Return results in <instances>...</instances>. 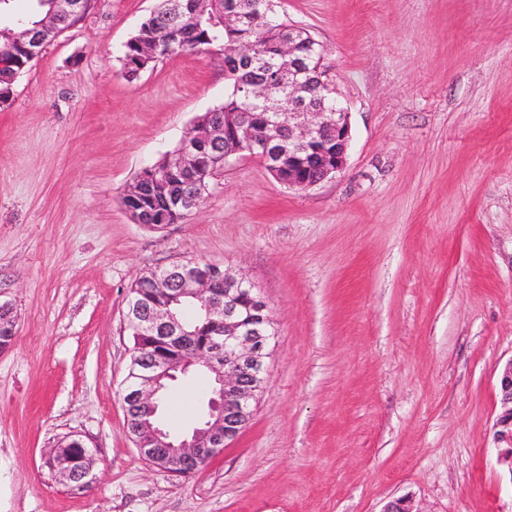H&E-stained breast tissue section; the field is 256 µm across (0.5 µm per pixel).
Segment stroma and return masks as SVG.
I'll return each mask as SVG.
<instances>
[{"label": "stroma", "instance_id": "1", "mask_svg": "<svg viewBox=\"0 0 512 512\" xmlns=\"http://www.w3.org/2000/svg\"><path fill=\"white\" fill-rule=\"evenodd\" d=\"M158 0H98L0 108V512H512L498 381L512 362V0H278L323 48L350 114L344 169L306 190L256 159L156 230L124 197L229 92L220 49L131 77ZM207 260L252 280L277 330L235 441L192 474L144 461L122 383L147 271ZM212 377L173 382L162 425L198 424ZM78 433L84 488L49 450ZM68 445L69 448H61L59 457L58 455V446L57 448L51 449L47 458V465L49 469L59 478H62L66 481H70L76 483L78 487H83L87 482L84 481L91 473L94 462L92 455L90 454L87 448L88 445L86 441L82 438L80 434H71L68 436ZM72 448H78V454L72 457ZM68 460L64 463L59 462L57 459Z\"/></svg>", "mask_w": 512, "mask_h": 512}]
</instances>
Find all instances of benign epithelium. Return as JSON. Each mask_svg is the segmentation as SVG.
Returning a JSON list of instances; mask_svg holds the SVG:
<instances>
[{"mask_svg":"<svg viewBox=\"0 0 512 512\" xmlns=\"http://www.w3.org/2000/svg\"><path fill=\"white\" fill-rule=\"evenodd\" d=\"M49 6L46 18L34 29L19 26L9 33L10 41L25 57L11 72L15 83L24 68L39 57L47 43L75 26L88 13L87 0H43ZM260 12L266 25L277 24V14L269 0H234L224 14V23L235 24ZM169 27L153 34L145 52L157 53L182 25L185 17L180 0H168ZM320 44L304 29L290 25L282 30L280 52L270 67L269 81L244 91V99L263 108L264 126L252 125L251 112L224 113V121L198 118L185 133L178 147L167 154L164 168L148 166L141 171L128 191L127 210L138 224H148L149 215L140 206L141 198L163 189L171 176L195 180L196 189L179 201L190 213L197 209L208 189L210 153L224 150V158L248 156L260 160L268 171L282 168L288 157L290 188L308 189L342 171L351 137L349 112L334 97L335 88L324 79ZM162 282L174 287L161 289L147 305L130 307L128 328L149 339L161 349L137 358V371L126 377L123 402L131 406L135 418L130 423L131 439L139 455L149 464L164 456L162 469L185 476L196 470L201 460L223 451L246 427L264 381L265 332L272 322L268 303L256 285L217 263L189 261L172 264L163 270ZM249 287L248 302H242L237 286ZM197 303L215 335L224 337V356L219 366L212 352L187 343L192 337L178 307ZM197 368L214 374L215 387L207 410L191 433L173 436L159 422V408L166 381H175ZM499 395L504 411L496 420L497 442L512 459V363L499 380ZM68 445L78 454L61 463L58 449L49 452L47 465L59 478L82 487L94 462L80 434L68 436Z\"/></svg>","mask_w":512,"mask_h":512,"instance_id":"1","label":"benign epithelium"}]
</instances>
